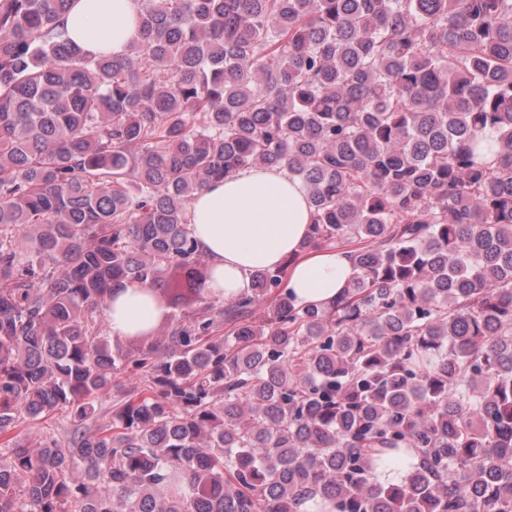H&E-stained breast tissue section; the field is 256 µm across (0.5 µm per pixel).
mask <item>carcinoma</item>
Masks as SVG:
<instances>
[{"label": "carcinoma", "mask_w": 512, "mask_h": 512, "mask_svg": "<svg viewBox=\"0 0 512 512\" xmlns=\"http://www.w3.org/2000/svg\"><path fill=\"white\" fill-rule=\"evenodd\" d=\"M71 3L0 0V512H512V0H142L122 58ZM246 166L351 249L336 304L206 301L188 205ZM152 288L147 284L130 283L115 287L108 310L112 339H125L155 329L164 321V312L154 304Z\"/></svg>", "instance_id": "cac0c4a2"}]
</instances>
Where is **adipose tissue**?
Returning <instances> with one entry per match:
<instances>
[{
	"label": "adipose tissue",
	"instance_id": "ef3b65f1",
	"mask_svg": "<svg viewBox=\"0 0 512 512\" xmlns=\"http://www.w3.org/2000/svg\"><path fill=\"white\" fill-rule=\"evenodd\" d=\"M140 13L141 0H74L64 28L85 53L121 58L139 39ZM187 221L213 269L214 298L248 294L252 272L284 264L295 306L325 307L358 275L347 249H303L313 222L308 190L281 167H245L211 184L190 202ZM108 314L115 339L157 328L165 319L144 284L116 287Z\"/></svg>",
	"mask_w": 512,
	"mask_h": 512
}]
</instances>
